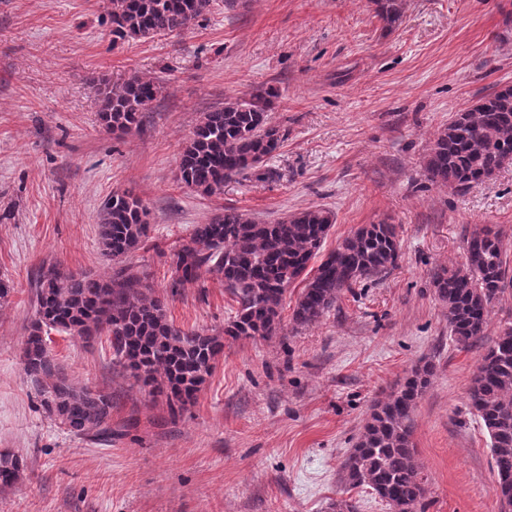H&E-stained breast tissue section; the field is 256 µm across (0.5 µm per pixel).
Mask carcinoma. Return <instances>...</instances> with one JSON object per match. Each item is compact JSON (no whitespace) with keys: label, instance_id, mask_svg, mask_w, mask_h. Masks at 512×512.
<instances>
[{"label":"carcinoma","instance_id":"obj_1","mask_svg":"<svg viewBox=\"0 0 512 512\" xmlns=\"http://www.w3.org/2000/svg\"><path fill=\"white\" fill-rule=\"evenodd\" d=\"M372 3L385 27L401 23L404 0ZM210 5L211 0H109L112 41L179 34ZM158 90L154 81L140 76L118 86L103 82V129L116 137L138 129ZM269 105L268 96L258 94L204 113L179 156L180 182L212 195L232 177L262 167L281 143L279 129L268 122ZM507 163H512V85L456 113L435 137L425 170L431 182L465 190ZM102 211L99 234L108 256H126L142 245L149 224L139 197L114 193ZM333 223V214L324 209L258 224L229 208L210 223L195 225L174 255L170 294L209 272L220 273L237 308L224 330L212 334L176 326L167 316L168 296L156 294L130 266L114 270L107 279L48 268L35 283L22 348L23 371L36 387L43 412L75 437L112 441V394L75 387L45 339L55 330L90 344L105 332L112 363L150 388L152 396L164 398L170 418L177 419L224 353V337L265 338L276 332L288 288L305 274ZM465 251L461 266L435 272L432 283L448 308L449 336L469 347L483 340L489 307L512 287V266L501 231L492 227L467 235ZM398 258L395 225L361 226L306 278L293 310L294 324L317 323L343 290L381 276ZM433 376V365L419 366L377 401L343 463L346 484L370 490L398 512H414L426 493L412 443L413 412ZM468 401L489 436L495 495L512 507V327L501 331L482 355ZM22 467L20 455L1 448L0 486L14 484Z\"/></svg>","mask_w":512,"mask_h":512}]
</instances>
